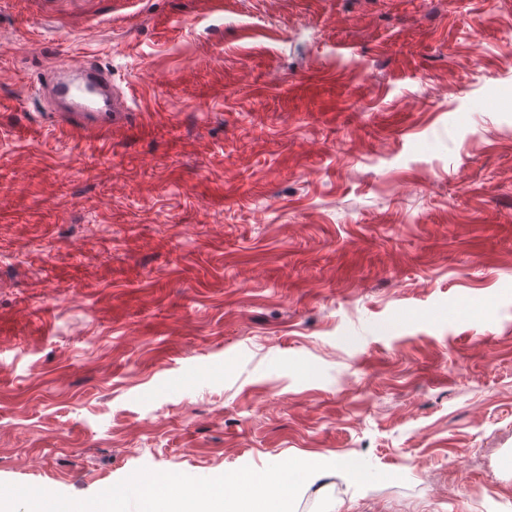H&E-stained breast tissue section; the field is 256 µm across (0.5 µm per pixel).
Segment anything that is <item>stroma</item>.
Returning <instances> with one entry per match:
<instances>
[{"label": "stroma", "instance_id": "obj_1", "mask_svg": "<svg viewBox=\"0 0 512 512\" xmlns=\"http://www.w3.org/2000/svg\"><path fill=\"white\" fill-rule=\"evenodd\" d=\"M85 56L107 137L35 92ZM290 458L512 512V0H0V483ZM72 103L60 111L51 112L50 122L70 135L99 137L111 135L112 128L128 125L135 116L128 98L113 97L98 101L90 97L86 88L74 84L65 88Z\"/></svg>", "mask_w": 512, "mask_h": 512}]
</instances>
